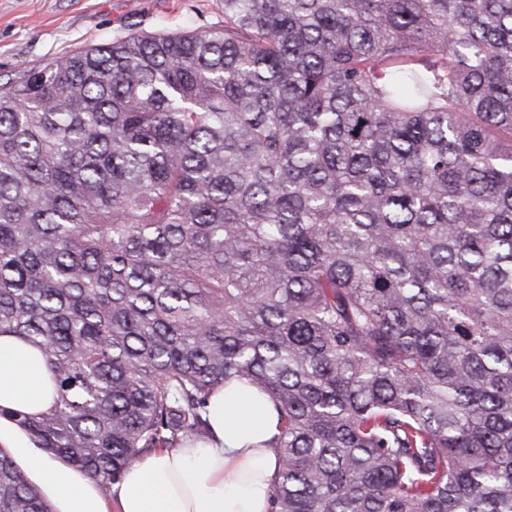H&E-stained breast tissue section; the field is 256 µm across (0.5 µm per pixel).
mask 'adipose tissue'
<instances>
[{
    "mask_svg": "<svg viewBox=\"0 0 512 512\" xmlns=\"http://www.w3.org/2000/svg\"><path fill=\"white\" fill-rule=\"evenodd\" d=\"M55 389L39 349L0 336V406L31 413L48 408ZM209 436L145 454L125 476L117 498L85 471L35 448L14 421L0 417V449L22 465L55 512H269L279 433L273 404L241 382L208 401Z\"/></svg>",
    "mask_w": 512,
    "mask_h": 512,
    "instance_id": "obj_1",
    "label": "adipose tissue"
}]
</instances>
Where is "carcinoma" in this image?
Wrapping results in <instances>:
<instances>
[{"mask_svg": "<svg viewBox=\"0 0 512 512\" xmlns=\"http://www.w3.org/2000/svg\"><path fill=\"white\" fill-rule=\"evenodd\" d=\"M223 2L0 82V417L109 492L239 379L270 512H512V0ZM55 389L39 349L15 338L0 336V405L37 413L48 408Z\"/></svg>", "mask_w": 512, "mask_h": 512, "instance_id": "cac0c4a2", "label": "carcinoma"}]
</instances>
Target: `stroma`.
Instances as JSON below:
<instances>
[{
  "label": "stroma",
  "instance_id": "1",
  "mask_svg": "<svg viewBox=\"0 0 512 512\" xmlns=\"http://www.w3.org/2000/svg\"><path fill=\"white\" fill-rule=\"evenodd\" d=\"M223 22L222 0H0V79L130 33L192 32Z\"/></svg>",
  "mask_w": 512,
  "mask_h": 512
}]
</instances>
